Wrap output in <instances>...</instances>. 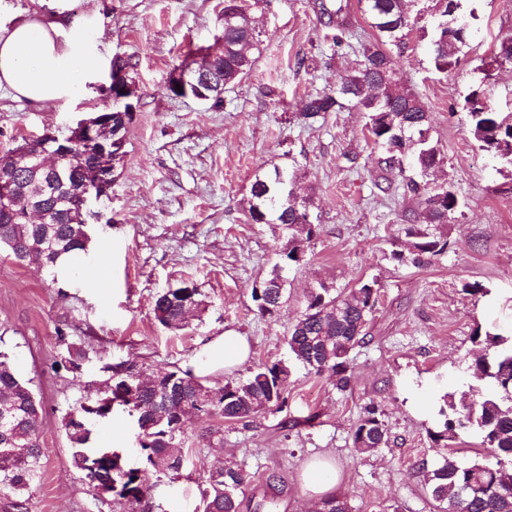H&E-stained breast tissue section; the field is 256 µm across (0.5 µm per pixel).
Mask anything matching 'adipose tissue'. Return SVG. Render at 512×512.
I'll return each instance as SVG.
<instances>
[{"mask_svg": "<svg viewBox=\"0 0 512 512\" xmlns=\"http://www.w3.org/2000/svg\"><path fill=\"white\" fill-rule=\"evenodd\" d=\"M99 63L60 22H0V87L17 98L36 104L72 99Z\"/></svg>", "mask_w": 512, "mask_h": 512, "instance_id": "1", "label": "adipose tissue"}]
</instances>
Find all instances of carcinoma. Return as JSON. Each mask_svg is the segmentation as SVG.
Wrapping results in <instances>:
<instances>
[{"instance_id":"obj_1","label":"carcinoma","mask_w":512,"mask_h":512,"mask_svg":"<svg viewBox=\"0 0 512 512\" xmlns=\"http://www.w3.org/2000/svg\"><path fill=\"white\" fill-rule=\"evenodd\" d=\"M419 0H365L364 11L377 32L374 41L362 44L361 60L345 75L336 90L310 95L300 117L307 121L327 112L356 108L367 114L366 129L383 153L382 163L390 169L402 168L407 153L426 172L440 163L439 151L427 136L428 111L418 96L399 86L391 55L383 45L399 44L411 27L409 10ZM437 23L431 37V53L436 70L452 66L467 32L456 28L454 19L459 0H433ZM259 32L251 15L243 10L224 24V47L211 66L197 69L191 77L207 76L216 83V94L236 82L254 65L253 50L258 48ZM470 131L480 147L512 166V114L493 109H468ZM82 174L69 173L58 186L64 203L49 215L47 224H0V250L24 263L31 256L45 262V270L57 274L62 265L80 264L89 237L79 220V180ZM292 175L274 168L273 175L255 179L251 188L248 219L253 224H279L288 231V245L281 262L274 265L263 292L253 291L258 312L272 315L283 303L287 288L283 275L290 263H298L305 244L317 234L318 225L310 220L307 206L291 200ZM408 192L420 199V211L413 214L407 235L413 238L409 255L394 254L399 261L414 265L443 254L448 242L434 231L448 223L460 201L452 187H430L413 178L406 181ZM194 281L185 279L174 288L156 295L155 319L165 327H185L190 312L202 301ZM377 304V293L369 282L353 291L335 294L323 285L311 289L307 305L288 329L291 358L317 376L328 374L340 390L347 388L349 355L363 341L365 329ZM474 341L484 344L472 360V375L460 398L449 394L441 409V429L433 433L435 442L459 435L476 436L489 450L492 463H461L451 454L440 453L437 467L429 475L432 499L440 512H512V333L492 327L476 329ZM288 366L280 362L259 365L245 379L229 378L216 392L189 371L166 372L162 379L148 380L130 392L128 376L117 375L112 389L87 397L64 416V429L70 444L71 461L92 480L91 465L105 453L112 454L105 469L112 483V501L121 512H137L148 491L141 477L150 471L160 478L180 476L185 413L218 414L226 421H242L284 401ZM136 413L145 458L144 468L130 467L123 455L111 448L92 444L90 425L107 420L114 406ZM0 492L21 494L39 476L41 468L40 427L43 408L30 381L22 378L7 353L0 351ZM389 433L376 411L369 410L356 425L354 447L360 451L382 448ZM18 446L24 455L10 452ZM247 473L225 465L209 474L202 491L201 512H239V495L247 484Z\"/></svg>"}]
</instances>
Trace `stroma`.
Here are the masks:
<instances>
[{
    "label": "stroma",
    "instance_id": "obj_1",
    "mask_svg": "<svg viewBox=\"0 0 512 512\" xmlns=\"http://www.w3.org/2000/svg\"><path fill=\"white\" fill-rule=\"evenodd\" d=\"M459 12L471 36L448 71L431 61L430 0H419L410 34L389 49L400 85L429 112V138L440 152L439 166L423 174L409 158L402 170H385L365 113L329 112L311 123L298 117L306 96L334 89L359 62L361 40L373 37L362 0H260L251 10L260 31L256 62L225 87L217 107L173 96L167 85L188 52L222 45L224 0H68L64 26L95 47L101 67L66 104H34L0 88V149L62 135L110 109L105 88L117 55L137 64L136 111L83 263L56 279L0 255V350L44 410L39 476L24 494L0 493V512H116L73 467L62 418L103 364L128 360L149 372L192 371L214 389L261 364L290 369L281 409L235 422L190 418L180 478H149L139 512H197L209 472L230 464L249 476L239 512H317L301 473L318 458L335 464L332 493L351 512H437L427 475L439 460L432 440L439 410L447 394L465 389L480 350L475 330L512 326V170L480 148L464 108L481 88L494 111L512 113V64L489 77L481 69L512 39V0H460ZM277 167L294 171L319 232L288 270L287 302L263 316L252 290L288 236L279 225L251 223L248 200L255 177ZM410 177L449 182L462 203L441 227L446 252L421 266L395 258L409 249L406 217L419 206L405 192ZM184 279L195 281L202 306L189 327L163 328L153 298ZM367 281L378 302L341 391L293 362L286 336L309 289L347 292ZM473 283L485 294L465 293ZM227 332L250 344L247 361L230 370L202 354ZM71 344L86 355L79 374L67 363ZM372 408L389 442L361 452L353 431ZM91 429L93 442L111 437L112 448L141 466L127 411L115 409Z\"/></svg>",
    "mask_w": 512,
    "mask_h": 512
}]
</instances>
